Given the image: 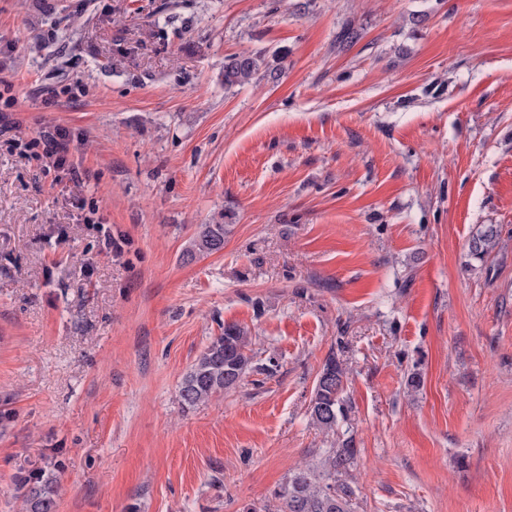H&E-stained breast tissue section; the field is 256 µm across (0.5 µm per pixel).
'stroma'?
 Listing matches in <instances>:
<instances>
[{"instance_id": "35a3bbf8", "label": "stroma", "mask_w": 512, "mask_h": 512, "mask_svg": "<svg viewBox=\"0 0 512 512\" xmlns=\"http://www.w3.org/2000/svg\"><path fill=\"white\" fill-rule=\"evenodd\" d=\"M0 81V512L43 456L56 512H276L348 437L355 512H512V0H0ZM54 125L81 180L15 145ZM228 323L276 373L181 407ZM264 63L262 56L241 52L224 60V86L232 88L251 81ZM224 248V225L202 224L193 239L192 247L187 252L188 257L203 254H212ZM499 241L498 227L495 224H487L472 236L469 242V252L474 259L482 261L485 256L496 249ZM347 374V370L331 353L322 366L313 390L309 414L316 427L327 435L335 434L339 420L347 416Z\"/></svg>"}]
</instances>
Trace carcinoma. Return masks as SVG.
Masks as SVG:
<instances>
[{
    "label": "carcinoma",
    "mask_w": 512,
    "mask_h": 512,
    "mask_svg": "<svg viewBox=\"0 0 512 512\" xmlns=\"http://www.w3.org/2000/svg\"><path fill=\"white\" fill-rule=\"evenodd\" d=\"M262 56L241 52L224 60V87L230 89L251 81L261 69ZM496 225L487 224L472 236L469 252L483 260L499 245ZM224 248V225L202 224L187 255L212 254ZM247 331L234 323L224 325V332L211 339L196 362L184 374L178 386L182 407L192 408L209 401L214 395L237 388L249 370L254 355ZM347 370L329 354L317 378L310 400L309 414L316 427L325 434L335 433L339 420L348 412L345 396ZM357 455L354 440L347 438L338 446L325 450L322 461L288 477L274 493L278 512H354V490L339 475L347 472ZM58 462L52 457L19 476L18 498L22 512H56Z\"/></svg>",
    "instance_id": "carcinoma-1"
}]
</instances>
